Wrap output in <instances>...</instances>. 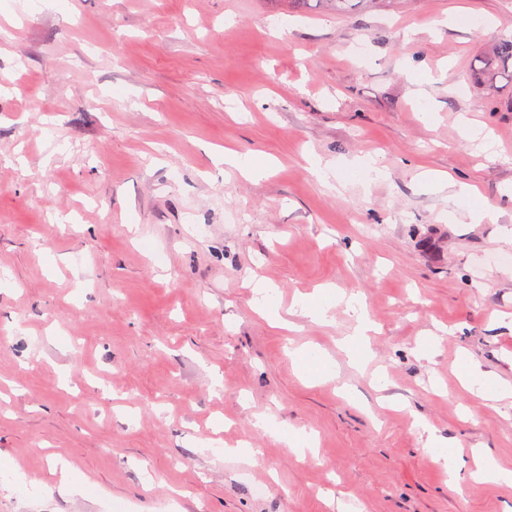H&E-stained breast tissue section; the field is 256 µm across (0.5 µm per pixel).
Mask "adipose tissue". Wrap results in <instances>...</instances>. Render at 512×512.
I'll return each mask as SVG.
<instances>
[{
    "label": "adipose tissue",
    "mask_w": 512,
    "mask_h": 512,
    "mask_svg": "<svg viewBox=\"0 0 512 512\" xmlns=\"http://www.w3.org/2000/svg\"><path fill=\"white\" fill-rule=\"evenodd\" d=\"M347 303L355 316V329L346 345V353L354 365H362L367 360L366 340L374 328V323L366 306L356 296L323 289L302 301L301 310L305 317L315 322L328 321L339 303Z\"/></svg>",
    "instance_id": "1"
}]
</instances>
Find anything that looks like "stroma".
<instances>
[{
  "instance_id": "stroma-1",
  "label": "stroma",
  "mask_w": 512,
  "mask_h": 512,
  "mask_svg": "<svg viewBox=\"0 0 512 512\" xmlns=\"http://www.w3.org/2000/svg\"><path fill=\"white\" fill-rule=\"evenodd\" d=\"M509 36L512 0H0V512H512V483L468 477L512 469V397L460 382L512 379V82L477 70ZM425 171L498 223L450 222ZM326 286L377 325L364 369L345 307L295 305ZM292 345L335 376L303 378ZM311 1H315L319 9L336 15L346 14L359 7V4L364 3V1L375 4L383 2V0H268L270 3L285 6L288 9V13L306 12L310 8ZM238 170L246 178L258 179L265 175L266 166L257 163L252 157L232 152L224 153L222 162ZM254 298L257 306L272 320L278 319V314L272 301V285L265 280H257L252 283ZM461 380L467 389L476 390L482 397L495 399L506 393H511V389H506L500 382L492 376L478 370H469L461 376ZM471 477L478 482H494L501 479L512 481V471L507 472L500 469L494 461L489 459L477 458Z\"/></svg>"
}]
</instances>
